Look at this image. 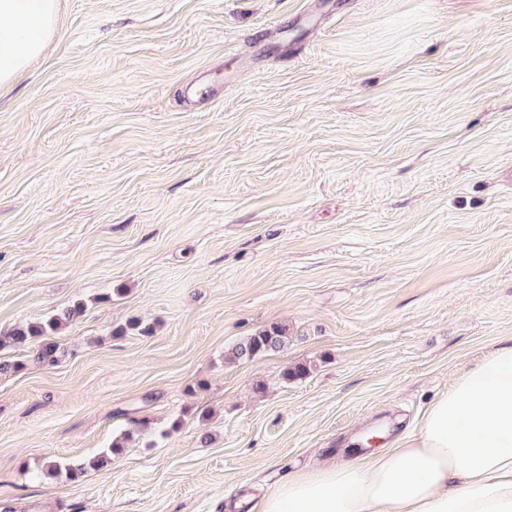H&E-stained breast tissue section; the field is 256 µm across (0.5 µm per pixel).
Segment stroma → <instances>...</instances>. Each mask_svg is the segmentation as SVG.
<instances>
[{"mask_svg": "<svg viewBox=\"0 0 512 512\" xmlns=\"http://www.w3.org/2000/svg\"><path fill=\"white\" fill-rule=\"evenodd\" d=\"M76 302L0 374V512H225L410 426L512 340V0H61L0 93V332ZM288 328L273 324L235 344L224 359L228 361H250L256 357L269 355L283 350L288 345ZM146 427V420H132L129 429L125 430L119 437L112 441L110 448L103 451L98 457L89 463L81 462H60L48 461L42 468L46 475L65 476L69 482H79L88 473L89 469L101 468L112 460V455L122 453L127 442L139 431V426Z\"/></svg>", "mask_w": 512, "mask_h": 512, "instance_id": "35a3bbf8", "label": "stroma"}]
</instances>
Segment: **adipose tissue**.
Returning a JSON list of instances; mask_svg holds the SVG:
<instances>
[{
    "mask_svg": "<svg viewBox=\"0 0 512 512\" xmlns=\"http://www.w3.org/2000/svg\"><path fill=\"white\" fill-rule=\"evenodd\" d=\"M59 0H0V88L47 50ZM235 512H512V343L451 379L414 429L343 448Z\"/></svg>",
    "mask_w": 512,
    "mask_h": 512,
    "instance_id": "ef3b65f1",
    "label": "adipose tissue"
}]
</instances>
